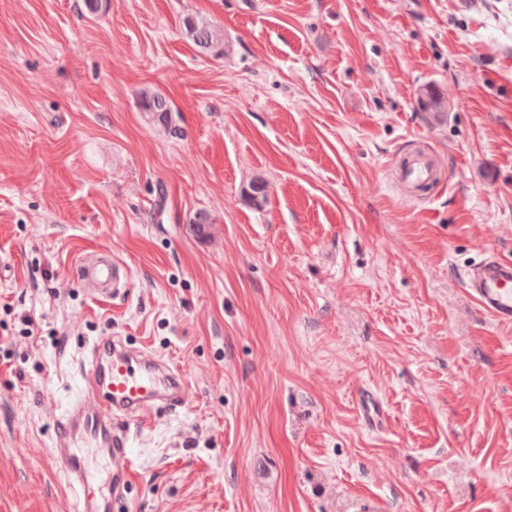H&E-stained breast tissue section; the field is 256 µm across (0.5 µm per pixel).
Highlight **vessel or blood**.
<instances>
[{
  "instance_id": "1",
  "label": "vessel or blood",
  "mask_w": 512,
  "mask_h": 512,
  "mask_svg": "<svg viewBox=\"0 0 512 512\" xmlns=\"http://www.w3.org/2000/svg\"><path fill=\"white\" fill-rule=\"evenodd\" d=\"M431 168L427 156L419 154L401 170L400 177L406 182L424 180ZM124 273L123 266L103 254L83 258L76 268L79 280L97 281L106 296L118 291ZM467 286L484 311L499 322L512 323L511 261L491 259L473 267ZM85 381L96 404L74 406L58 420L54 456L79 488L78 512H112L111 502L102 499L86 478L85 461L77 452L79 443H95L112 457L116 463L113 486L128 484L131 421L157 407L173 410L182 406L186 387L178 369L119 350L112 340L93 344Z\"/></svg>"
}]
</instances>
